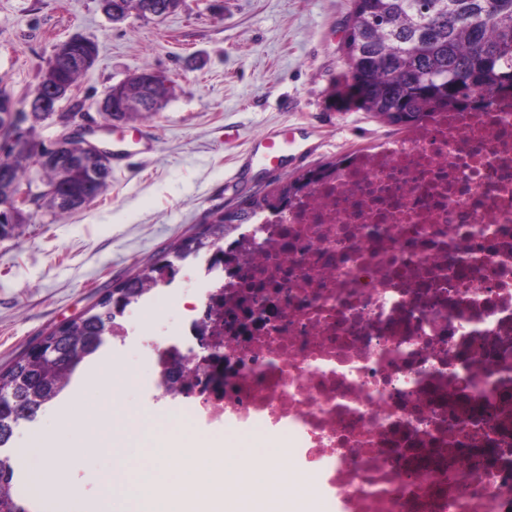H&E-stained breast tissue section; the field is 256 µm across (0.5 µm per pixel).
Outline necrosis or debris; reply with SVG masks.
<instances>
[{"mask_svg":"<svg viewBox=\"0 0 512 512\" xmlns=\"http://www.w3.org/2000/svg\"><path fill=\"white\" fill-rule=\"evenodd\" d=\"M240 243L264 250L199 268L224 372L197 425L276 437L325 512H512L511 94L350 154Z\"/></svg>","mask_w":512,"mask_h":512,"instance_id":"necrosis-or-debris-1","label":"necrosis or debris"}]
</instances>
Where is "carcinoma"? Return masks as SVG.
Returning a JSON list of instances; mask_svg holds the SVG:
<instances>
[{"label": "carcinoma", "mask_w": 512, "mask_h": 512, "mask_svg": "<svg viewBox=\"0 0 512 512\" xmlns=\"http://www.w3.org/2000/svg\"><path fill=\"white\" fill-rule=\"evenodd\" d=\"M347 57L350 68V94L357 109L384 117L407 130L441 109L465 112L487 105L499 91H512V0H353L348 23ZM83 70L50 68L41 83L46 86L75 85ZM112 86L120 99L143 100L151 104L132 114L156 112L162 107L167 88H150L143 75ZM0 167L11 170L12 181L0 184V197L32 183L26 160L31 147L10 148ZM330 162L307 170L293 181L262 196L253 195L237 207L236 221L248 224L259 212H276L297 192L291 188L317 183L325 173L336 170ZM66 192L80 199L100 196L108 186H96L82 168L73 169ZM228 228L224 218L187 236L172 247L174 260L183 261L207 246V239L224 238ZM174 272L173 260L146 266L134 276L107 291L79 317L52 331L59 337L46 356L23 353L10 366L0 370V448L12 437V407L21 406L34 418L69 384L76 364L65 366L70 355L80 358L94 354L102 345L101 336L112 333V323L123 307L150 290L158 272ZM14 470L9 458L0 457V512H26L13 494Z\"/></svg>", "instance_id": "cac0c4a2"}]
</instances>
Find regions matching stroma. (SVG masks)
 <instances>
[{"instance_id": "stroma-1", "label": "stroma", "mask_w": 512, "mask_h": 512, "mask_svg": "<svg viewBox=\"0 0 512 512\" xmlns=\"http://www.w3.org/2000/svg\"><path fill=\"white\" fill-rule=\"evenodd\" d=\"M352 0H181L164 19L112 22L99 0H0V83L18 107L40 82L57 44L94 41V65L75 83V101L97 117L112 85L143 69L165 77L159 111L104 134L118 151L109 188L79 212L47 206L0 239V369L55 327L86 312L108 289L156 263L170 246L250 195L264 193L356 147L396 135L353 105L345 49ZM285 129L304 154L273 169L254 158L257 142ZM167 283L124 311L129 334L106 339L105 360L91 383L85 366L71 382L83 390L71 426L56 423L57 402L20 421L8 452L13 490L27 512H56L58 487L28 491L39 465L57 467L81 500L95 498L117 464L112 452L75 453L88 419L129 426L134 415L158 417L159 440L173 438L208 454L219 441L191 424L186 405L167 406L151 389L146 328L175 330L201 304L191 264L180 261ZM46 434L50 455L25 457L33 435Z\"/></svg>"}]
</instances>
